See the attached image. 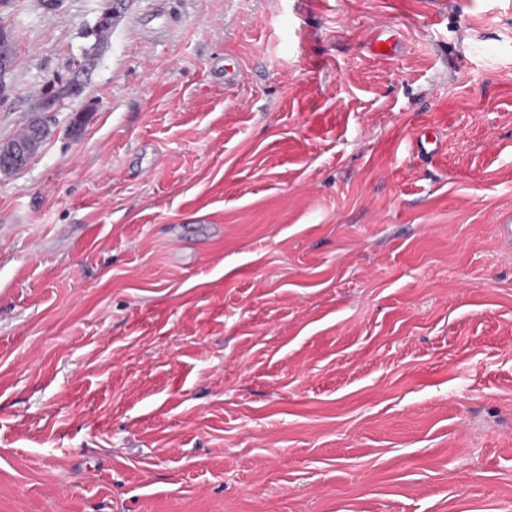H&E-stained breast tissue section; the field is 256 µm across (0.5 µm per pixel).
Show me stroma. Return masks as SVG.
Instances as JSON below:
<instances>
[{
  "mask_svg": "<svg viewBox=\"0 0 512 512\" xmlns=\"http://www.w3.org/2000/svg\"><path fill=\"white\" fill-rule=\"evenodd\" d=\"M104 6L0 0V512H512V0H128L36 113ZM122 1L125 0H109L107 7L103 10L102 14H100L103 20H110L112 17H115L117 14V5ZM100 15L95 25L87 29L84 33L86 38H94L93 43L89 46L90 49L84 52L79 64H74V67H72V71H75L82 80H88L89 76L92 75L95 62L106 48L112 29L115 26L116 20L105 23L100 20ZM41 122L39 121H31L28 123L16 136L0 142V152L4 151L8 147V145L16 142L10 149L4 151L3 154H0V171L6 172L14 169H19L24 167L29 160L32 158L33 153L32 149L34 144L42 137L43 131L41 127L36 126L32 128L34 125H39ZM31 134L30 133V129ZM29 136V138H28ZM26 141H22L27 139Z\"/></svg>",
  "mask_w": 512,
  "mask_h": 512,
  "instance_id": "35a3bbf8",
  "label": "stroma"
}]
</instances>
